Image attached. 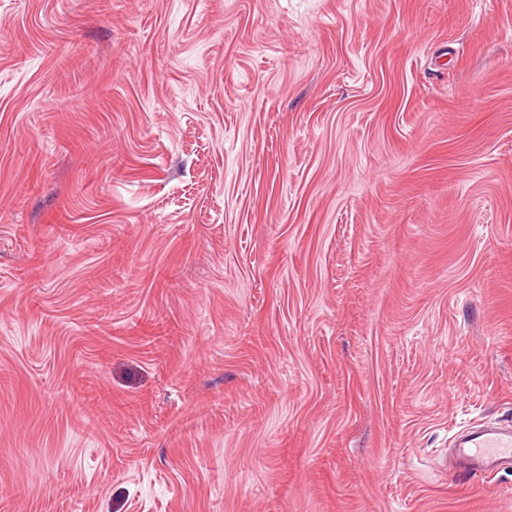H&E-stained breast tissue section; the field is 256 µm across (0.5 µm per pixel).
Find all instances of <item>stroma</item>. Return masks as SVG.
Wrapping results in <instances>:
<instances>
[{
	"mask_svg": "<svg viewBox=\"0 0 512 512\" xmlns=\"http://www.w3.org/2000/svg\"><path fill=\"white\" fill-rule=\"evenodd\" d=\"M512 0H0V512H512ZM455 467L473 475H488L512 461V422L486 423L457 436L453 442Z\"/></svg>",
	"mask_w": 512,
	"mask_h": 512,
	"instance_id": "1",
	"label": "stroma"
}]
</instances>
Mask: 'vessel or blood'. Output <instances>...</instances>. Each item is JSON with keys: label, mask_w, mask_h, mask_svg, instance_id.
Instances as JSON below:
<instances>
[{"label": "vessel or blood", "mask_w": 512, "mask_h": 512, "mask_svg": "<svg viewBox=\"0 0 512 512\" xmlns=\"http://www.w3.org/2000/svg\"><path fill=\"white\" fill-rule=\"evenodd\" d=\"M456 467L473 475H488L512 462V423H486L457 436L453 442Z\"/></svg>", "instance_id": "b4317fda"}]
</instances>
